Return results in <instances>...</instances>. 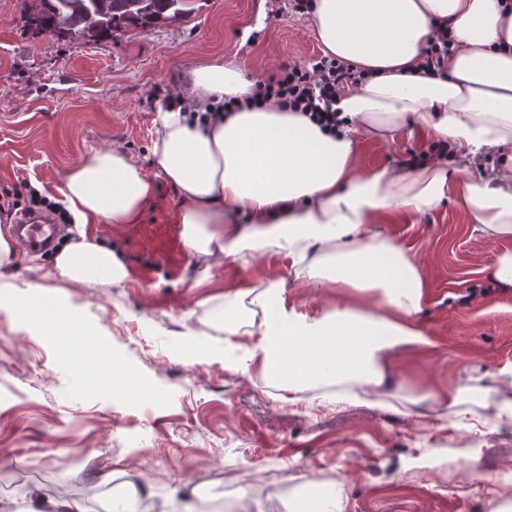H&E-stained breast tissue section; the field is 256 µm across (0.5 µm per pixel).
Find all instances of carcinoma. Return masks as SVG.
<instances>
[{"instance_id": "obj_1", "label": "carcinoma", "mask_w": 512, "mask_h": 512, "mask_svg": "<svg viewBox=\"0 0 512 512\" xmlns=\"http://www.w3.org/2000/svg\"><path fill=\"white\" fill-rule=\"evenodd\" d=\"M196 0H22L25 23L41 33L70 34L86 43L116 40L137 29L178 23Z\"/></svg>"}]
</instances>
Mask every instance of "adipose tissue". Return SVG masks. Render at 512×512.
<instances>
[{"mask_svg":"<svg viewBox=\"0 0 512 512\" xmlns=\"http://www.w3.org/2000/svg\"><path fill=\"white\" fill-rule=\"evenodd\" d=\"M310 31L325 55L363 73L336 99L335 133L275 102L199 124L180 107L159 112L155 175L118 148L92 151L70 170L60 193L80 224H138L157 181L175 191L174 221L214 225L193 238L196 251L250 264L287 257L296 280L336 291L335 307L300 317L286 304L288 284L225 292L250 302L246 324L225 320L230 336L249 331L246 361L264 385L294 395L335 389L358 401L388 384L389 362L429 346L415 316L427 281L418 259L377 232L453 199L473 233L504 242L494 276L512 288V0H315ZM451 44L441 72L418 64L439 28ZM237 57H218L184 75L183 106L213 111L254 90ZM418 129L448 142L451 160L365 168V139ZM498 163L473 175L489 150ZM71 280L117 283L126 275L111 250L80 235L56 257Z\"/></svg>","mask_w":512,"mask_h":512,"instance_id":"obj_1","label":"adipose tissue"}]
</instances>
